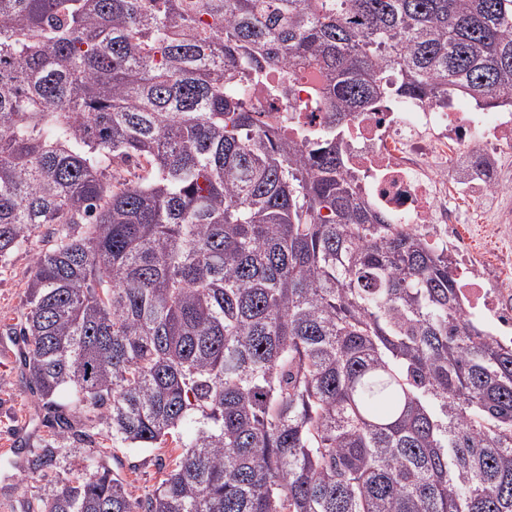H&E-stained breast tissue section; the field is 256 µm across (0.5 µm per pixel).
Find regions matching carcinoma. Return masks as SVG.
I'll use <instances>...</instances> for the list:
<instances>
[{
    "instance_id": "obj_1",
    "label": "carcinoma",
    "mask_w": 512,
    "mask_h": 512,
    "mask_svg": "<svg viewBox=\"0 0 512 512\" xmlns=\"http://www.w3.org/2000/svg\"><path fill=\"white\" fill-rule=\"evenodd\" d=\"M456 91L512 100V0H0V257L51 226L18 335L63 442L28 470L93 444L65 391L114 448L192 429L145 498L99 450L26 512H512V344L342 150Z\"/></svg>"
}]
</instances>
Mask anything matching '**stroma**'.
<instances>
[{
    "label": "stroma",
    "instance_id": "stroma-1",
    "mask_svg": "<svg viewBox=\"0 0 512 512\" xmlns=\"http://www.w3.org/2000/svg\"><path fill=\"white\" fill-rule=\"evenodd\" d=\"M502 203L496 196L484 198L483 215L461 225L459 237L478 263L488 265L494 281L512 282V231L489 230ZM39 244V239H32L0 260V512H23L27 502L51 488L46 478L26 469L29 449L52 441L54 430L47 410L29 387L24 368L27 347L11 333L26 308V276ZM177 453L170 443L161 448H116L110 464L129 482L132 493L142 496L159 481L161 465Z\"/></svg>",
    "mask_w": 512,
    "mask_h": 512
}]
</instances>
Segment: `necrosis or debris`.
I'll return each instance as SVG.
<instances>
[{
    "label": "necrosis or debris",
    "mask_w": 512,
    "mask_h": 512,
    "mask_svg": "<svg viewBox=\"0 0 512 512\" xmlns=\"http://www.w3.org/2000/svg\"><path fill=\"white\" fill-rule=\"evenodd\" d=\"M346 169L356 191L395 224L447 242L470 214L460 199L512 191L502 166L512 155V102L489 109L462 103L393 98L357 113L344 139ZM468 317L512 334V286L482 287L478 265L452 263Z\"/></svg>",
    "instance_id": "4bbe7bcc"
}]
</instances>
